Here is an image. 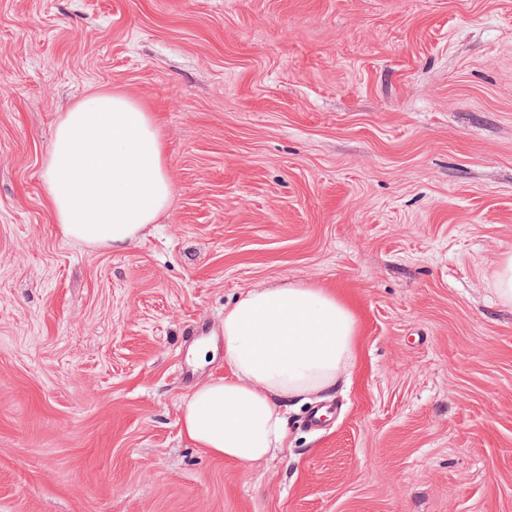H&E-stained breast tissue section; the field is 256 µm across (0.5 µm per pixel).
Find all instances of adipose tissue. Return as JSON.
<instances>
[{
  "mask_svg": "<svg viewBox=\"0 0 512 512\" xmlns=\"http://www.w3.org/2000/svg\"><path fill=\"white\" fill-rule=\"evenodd\" d=\"M41 182L62 236L97 248L134 244L173 200L156 118L121 92H90L59 118ZM221 332L228 372L191 390L179 423L196 447L249 465L284 451L289 401L346 374L358 323L335 290L292 283L243 290Z\"/></svg>",
  "mask_w": 512,
  "mask_h": 512,
  "instance_id": "ef3b65f1",
  "label": "adipose tissue"
}]
</instances>
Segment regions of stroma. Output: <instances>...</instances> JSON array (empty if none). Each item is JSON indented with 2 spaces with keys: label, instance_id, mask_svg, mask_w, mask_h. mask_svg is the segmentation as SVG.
Instances as JSON below:
<instances>
[{
  "label": "stroma",
  "instance_id": "obj_1",
  "mask_svg": "<svg viewBox=\"0 0 512 512\" xmlns=\"http://www.w3.org/2000/svg\"><path fill=\"white\" fill-rule=\"evenodd\" d=\"M154 112L173 203L123 251L40 173L89 91ZM512 0H0V512H512ZM333 288L348 380L240 465L182 435L242 290ZM328 408L319 429L305 423ZM492 279L500 302L512 306V253L504 255L496 262Z\"/></svg>",
  "mask_w": 512,
  "mask_h": 512
}]
</instances>
